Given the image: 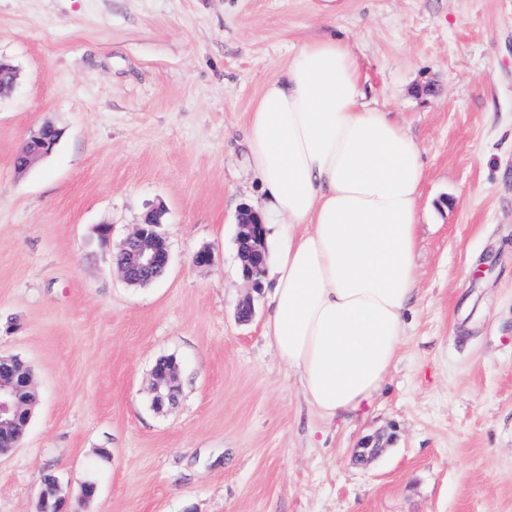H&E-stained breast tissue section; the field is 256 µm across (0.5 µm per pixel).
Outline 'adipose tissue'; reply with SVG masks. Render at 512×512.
<instances>
[{"label": "adipose tissue", "instance_id": "ef3b65f1", "mask_svg": "<svg viewBox=\"0 0 512 512\" xmlns=\"http://www.w3.org/2000/svg\"><path fill=\"white\" fill-rule=\"evenodd\" d=\"M246 161L275 278L263 326L322 417L370 406L398 360L417 285L418 144L360 90L349 44L324 37L267 83L248 117ZM288 227L278 235L277 225Z\"/></svg>", "mask_w": 512, "mask_h": 512}]
</instances>
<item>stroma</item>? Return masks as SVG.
<instances>
[{"instance_id": "stroma-1", "label": "stroma", "mask_w": 512, "mask_h": 512, "mask_svg": "<svg viewBox=\"0 0 512 512\" xmlns=\"http://www.w3.org/2000/svg\"><path fill=\"white\" fill-rule=\"evenodd\" d=\"M320 2L0 0L18 70L0 94V354L38 392L0 456V512H33L48 472L70 512H512V0H342L333 18ZM331 35L427 170L398 361L333 421L263 336L273 282L252 289L236 247L240 207L266 197L247 114ZM48 123L56 149L17 171ZM155 208L170 263L139 288L114 255ZM163 356L182 394L159 413ZM368 438L382 449L358 461Z\"/></svg>"}]
</instances>
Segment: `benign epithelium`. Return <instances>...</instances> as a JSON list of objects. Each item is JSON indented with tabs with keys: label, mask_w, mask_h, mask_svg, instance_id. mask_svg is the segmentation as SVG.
Returning a JSON list of instances; mask_svg holds the SVG:
<instances>
[{
	"label": "benign epithelium",
	"mask_w": 512,
	"mask_h": 512,
	"mask_svg": "<svg viewBox=\"0 0 512 512\" xmlns=\"http://www.w3.org/2000/svg\"><path fill=\"white\" fill-rule=\"evenodd\" d=\"M57 129L46 124L29 138L15 159V166L28 168L42 155L50 153L55 144ZM162 211L149 212L120 246L116 265L122 279L133 285L161 276L170 261L165 237L153 230L161 224ZM238 259L242 276L252 288H261L254 277L256 264H265L267 256L261 251L263 224L253 209L243 206L237 215ZM33 387V375L21 374L14 369V357L0 355V456L16 448L26 432L21 393ZM152 407L163 413L173 407L181 393L179 367L154 365L151 371ZM37 502L44 504V512H64L66 497H55V490L40 488Z\"/></svg>",
	"instance_id": "1"
}]
</instances>
